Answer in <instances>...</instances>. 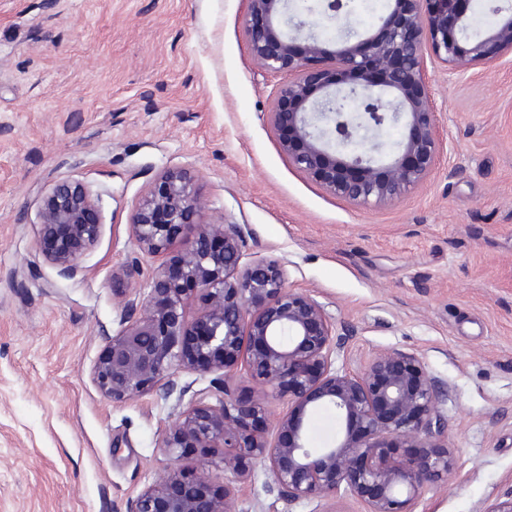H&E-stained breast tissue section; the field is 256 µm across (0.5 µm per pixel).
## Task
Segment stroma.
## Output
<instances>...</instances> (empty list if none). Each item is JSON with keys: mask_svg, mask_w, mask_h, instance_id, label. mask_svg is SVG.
<instances>
[{"mask_svg": "<svg viewBox=\"0 0 512 512\" xmlns=\"http://www.w3.org/2000/svg\"><path fill=\"white\" fill-rule=\"evenodd\" d=\"M245 0H0V512H126L174 467L161 440L212 375L174 370L185 395L116 402L92 380L125 327L116 289L145 300L158 266L130 216L168 168L191 170L208 218L238 225L245 261L278 262L358 375L396 348L447 395L455 476L412 512H487L512 498V54L453 71L427 58L439 151L386 205L337 198L296 169L265 121L282 73L258 67ZM89 184L102 234L65 277L43 256L41 199ZM135 277H125L127 268ZM239 512H367L349 494L285 503L253 463Z\"/></svg>", "mask_w": 512, "mask_h": 512, "instance_id": "1", "label": "stroma"}]
</instances>
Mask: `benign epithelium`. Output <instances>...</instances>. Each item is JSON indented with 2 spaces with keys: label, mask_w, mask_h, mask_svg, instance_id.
<instances>
[{
  "label": "benign epithelium",
  "mask_w": 512,
  "mask_h": 512,
  "mask_svg": "<svg viewBox=\"0 0 512 512\" xmlns=\"http://www.w3.org/2000/svg\"><path fill=\"white\" fill-rule=\"evenodd\" d=\"M245 2L255 62L288 74L266 113L281 150L327 192L360 205L394 202L432 171L439 144L425 53L452 70L492 67L512 53V7L496 9L495 26L471 37L467 12L455 8L456 0H391L376 32L347 36L332 51L310 36L300 51L296 37L278 28L288 0ZM322 123L334 124L336 138L345 141L388 123L406 133L390 161L378 166L372 156L333 142ZM130 227L146 255L168 254L180 236L189 247L162 262L144 303L118 297L126 326L94 366V383L114 401L151 391L166 398L176 390L171 372L182 368L216 375L224 399L189 405L162 448L193 466L161 475L126 512H238V488L252 479L255 460L267 464L268 492L280 500L345 492L363 500L368 512H407L424 489L448 483V424L436 414L444 390L422 359L388 349L360 375L333 368L335 329L323 307L289 289L277 262H243L240 232L208 220L194 173L173 168L157 175ZM101 232L98 197L89 185L60 180L43 196L38 241L61 275L79 271ZM184 282L202 299L192 313ZM240 367L252 383L246 400L234 397L228 383ZM281 399L291 407L273 419L270 406ZM318 401L333 408L343 437L314 451L303 429L308 406ZM260 422L272 425L274 440L258 430ZM210 448L223 449L222 456H207ZM212 468L224 470V484L213 483Z\"/></svg>",
  "instance_id": "1"
}]
</instances>
